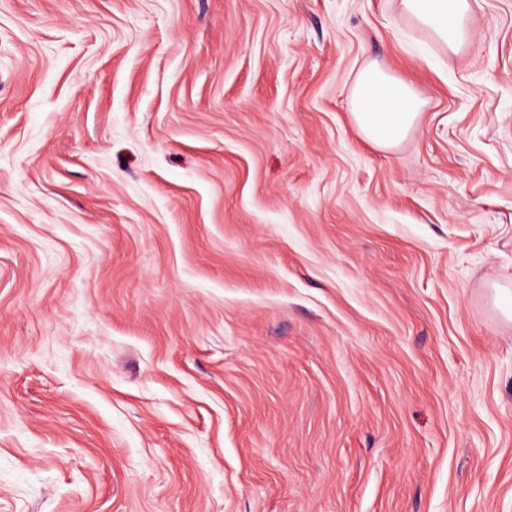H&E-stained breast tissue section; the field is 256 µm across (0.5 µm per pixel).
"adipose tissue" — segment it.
I'll list each match as a JSON object with an SVG mask.
<instances>
[{
    "label": "adipose tissue",
    "instance_id": "1",
    "mask_svg": "<svg viewBox=\"0 0 512 512\" xmlns=\"http://www.w3.org/2000/svg\"><path fill=\"white\" fill-rule=\"evenodd\" d=\"M402 4L448 48L468 39L464 24L468 0H402ZM350 100L361 135L384 148L396 146L406 137L421 107L411 85L377 65L367 66L360 72Z\"/></svg>",
    "mask_w": 512,
    "mask_h": 512
}]
</instances>
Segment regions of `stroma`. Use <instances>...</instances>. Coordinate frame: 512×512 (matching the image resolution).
Listing matches in <instances>:
<instances>
[{
	"label": "stroma",
	"mask_w": 512,
	"mask_h": 512,
	"mask_svg": "<svg viewBox=\"0 0 512 512\" xmlns=\"http://www.w3.org/2000/svg\"><path fill=\"white\" fill-rule=\"evenodd\" d=\"M469 4L454 52L401 0H0V512H512V0ZM352 115L361 135L389 148L414 126L421 101L411 85L378 65L365 67L350 94Z\"/></svg>",
	"instance_id": "1"
}]
</instances>
